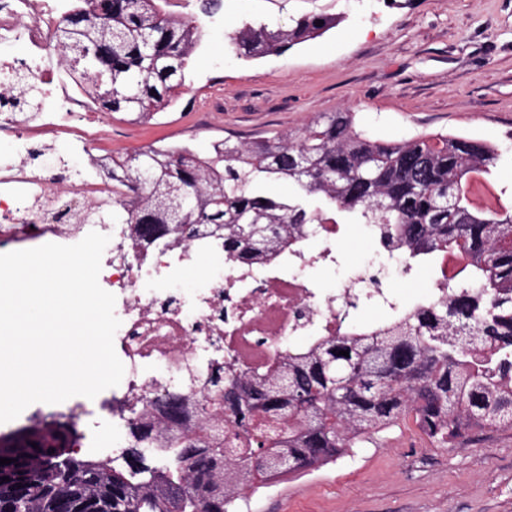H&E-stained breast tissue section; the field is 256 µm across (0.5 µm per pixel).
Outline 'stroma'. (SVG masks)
<instances>
[{"mask_svg":"<svg viewBox=\"0 0 512 512\" xmlns=\"http://www.w3.org/2000/svg\"><path fill=\"white\" fill-rule=\"evenodd\" d=\"M337 17L322 37L246 60L228 34L241 22ZM351 111L369 136L448 133L512 150V0H221L186 79L147 119L116 113L98 156L147 147L208 151L293 132ZM337 264L312 270L327 289L371 256L368 228L345 224ZM240 512H512V425L442 445L411 421L373 434L317 470L246 493Z\"/></svg>","mask_w":512,"mask_h":512,"instance_id":"obj_1","label":"stroma"}]
</instances>
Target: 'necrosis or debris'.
<instances>
[{
    "instance_id": "necrosis-or-debris-1",
    "label": "necrosis or debris",
    "mask_w": 512,
    "mask_h": 512,
    "mask_svg": "<svg viewBox=\"0 0 512 512\" xmlns=\"http://www.w3.org/2000/svg\"><path fill=\"white\" fill-rule=\"evenodd\" d=\"M59 10V0H0V139L11 145L10 157L0 158V242L24 250L72 245L92 231L109 236L99 284L116 297L114 347L124 375L99 412L113 433L126 431L132 412L156 414L170 392L190 395L182 425L194 427L225 363L264 367L288 339L344 334L360 301L396 306L377 258L359 263L349 284L329 292L306 276V268L336 261L340 226L333 217L311 225L307 241L277 261L244 265L206 231L180 246L143 248L128 225L97 223L96 215L126 198L109 178L81 168L35 174L48 141L68 135L85 149L108 127L106 118L90 116L86 95L52 76ZM16 76L38 89L36 109L13 88Z\"/></svg>"
}]
</instances>
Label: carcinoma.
Segmentation results:
<instances>
[{
  "mask_svg": "<svg viewBox=\"0 0 512 512\" xmlns=\"http://www.w3.org/2000/svg\"><path fill=\"white\" fill-rule=\"evenodd\" d=\"M75 2L57 30L68 78L90 79L102 112L147 117L167 107L203 25L165 12L162 0ZM335 26L328 16L286 28L246 23L232 45L242 58H261ZM502 160L496 147L453 134L375 139L351 112L328 113L296 133L214 143L205 156L182 146L105 157L112 182L132 197L112 210V223L130 225L140 245H148L142 224H217L225 253L270 262L297 244L304 225L333 214L372 226L378 245L411 265L431 270L451 257L459 269L439 300L294 344L262 370L225 372L224 394L211 401L224 409L238 447L214 448L202 429L167 433L163 422L140 416L129 432L137 463L109 470L71 450L68 424L34 425L0 445V456L18 463L0 481V502L21 489L31 512H55L57 499L87 494L96 512H237L245 492L285 476L255 467L273 453H288L295 474L336 461L407 417L442 443L511 425L512 206L472 202ZM273 180L291 192L259 188Z\"/></svg>",
  "mask_w": 512,
  "mask_h": 512,
  "instance_id": "carcinoma-1",
  "label": "carcinoma"
}]
</instances>
